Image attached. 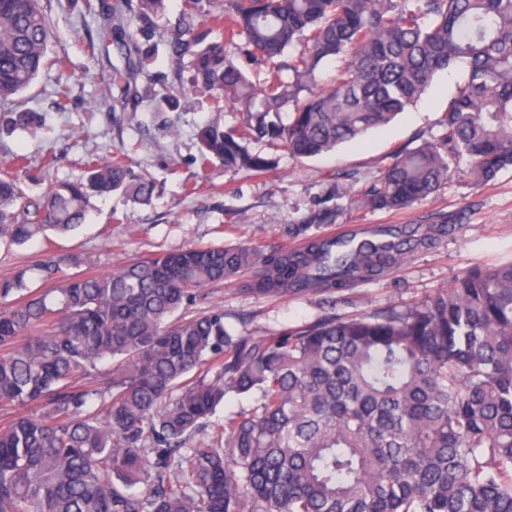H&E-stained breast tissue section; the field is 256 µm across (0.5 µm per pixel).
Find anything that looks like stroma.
<instances>
[{"mask_svg":"<svg viewBox=\"0 0 512 512\" xmlns=\"http://www.w3.org/2000/svg\"><path fill=\"white\" fill-rule=\"evenodd\" d=\"M41 4L53 26L51 52L64 57L66 65L41 73L16 98L15 108L40 112L44 123L33 131L0 135V161L21 153L30 172L36 173L42 172L47 156H58V164L43 173V180L24 184L28 194L40 195L50 183L78 174L88 153L108 156L120 150L134 170L153 177L155 189L145 205L119 193L92 199L86 223L70 234L21 248L0 246V278L46 248L79 255L97 272L135 256L230 239L266 250L288 248L294 244L289 225L338 205L343 208L334 225L339 232L351 224H428L438 213L452 220L451 231L433 247L414 251L400 269L384 277L358 283L348 290L347 302L333 308L318 294L280 299L252 294L239 278L212 287L199 302L202 310L222 308L226 326L237 335L263 336L313 323L333 309L368 314L401 308L448 288L472 268L512 261V170L488 186L453 182L401 212L372 210L336 194L337 188L376 177L396 148L414 147L439 134L443 111L464 80V67L437 73L405 112L359 142L308 159L265 142L253 143V150L277 160L274 171L254 176L225 170L218 160L204 168L196 163V132L214 117L206 96L187 93L174 112L157 111L152 103L127 112L119 100H106L109 69L101 57L87 51L89 41L97 37L99 0ZM61 84L70 87L77 101L68 112L56 111L53 105V92Z\"/></svg>","mask_w":512,"mask_h":512,"instance_id":"stroma-1","label":"stroma"}]
</instances>
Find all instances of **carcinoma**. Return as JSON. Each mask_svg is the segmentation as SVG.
I'll use <instances>...</instances> for the list:
<instances>
[{
	"label": "carcinoma",
	"instance_id": "carcinoma-1",
	"mask_svg": "<svg viewBox=\"0 0 512 512\" xmlns=\"http://www.w3.org/2000/svg\"><path fill=\"white\" fill-rule=\"evenodd\" d=\"M164 2H101L99 43L125 61L107 98L176 108L167 74L150 69ZM50 38L40 0H0V107L49 65ZM165 44L212 111L243 114L233 128L203 124L202 168L273 170L252 141L303 158L358 141L463 65L441 133L396 150L355 201L400 211L455 178L484 186L512 169V0H183ZM3 121L35 129L42 117ZM153 191L119 154L90 158L41 198L1 170L0 244L75 231L94 197L146 204ZM335 219L291 225L292 249L195 245L69 276L85 260L44 251L0 279V404L34 408L0 423V512H512V262L402 310L256 338L232 334L220 308L196 310L209 287L245 275L251 293L334 305L448 227L440 214L422 233L311 232ZM229 392L254 405L212 420Z\"/></svg>",
	"mask_w": 512,
	"mask_h": 512
}]
</instances>
